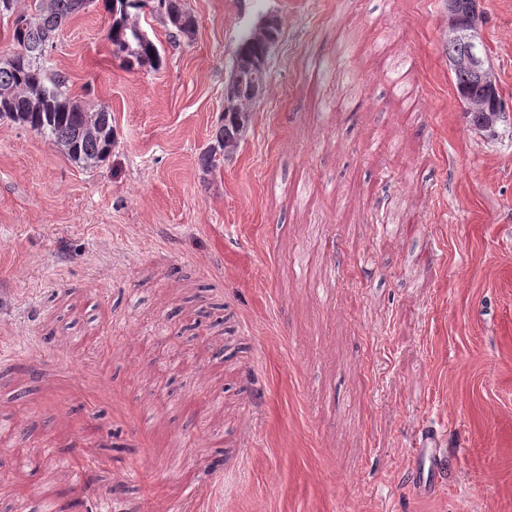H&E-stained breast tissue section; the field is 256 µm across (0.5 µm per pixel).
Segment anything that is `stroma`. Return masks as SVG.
Here are the masks:
<instances>
[{
    "label": "stroma",
    "mask_w": 512,
    "mask_h": 512,
    "mask_svg": "<svg viewBox=\"0 0 512 512\" xmlns=\"http://www.w3.org/2000/svg\"><path fill=\"white\" fill-rule=\"evenodd\" d=\"M186 3L190 41L137 15L156 69L113 57L98 6L57 36L49 67L112 114L104 162L0 120V458L40 467L0 473V506L52 475L86 512H512V0H480L493 139L450 77L448 0ZM265 15L249 132L202 171ZM432 446V447H431ZM417 448V472L416 479L419 486L426 487L435 471L444 466L445 460L441 455V448L437 445Z\"/></svg>",
    "instance_id": "obj_1"
}]
</instances>
